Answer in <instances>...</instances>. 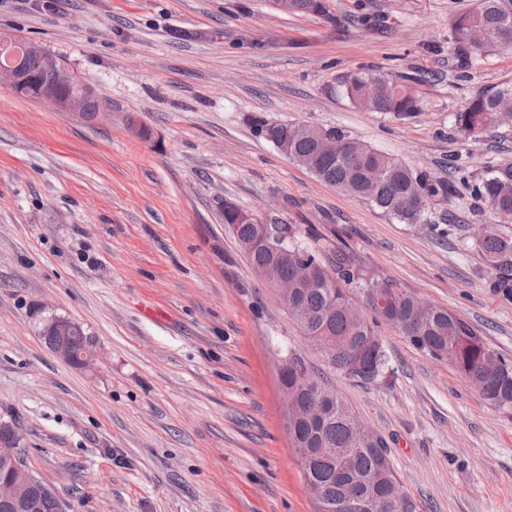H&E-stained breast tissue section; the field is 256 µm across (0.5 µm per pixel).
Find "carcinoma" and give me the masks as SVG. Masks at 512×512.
I'll return each mask as SVG.
<instances>
[{
  "label": "carcinoma",
  "instance_id": "obj_1",
  "mask_svg": "<svg viewBox=\"0 0 512 512\" xmlns=\"http://www.w3.org/2000/svg\"><path fill=\"white\" fill-rule=\"evenodd\" d=\"M324 10L323 0H288L291 14ZM488 25L503 30L504 39L496 47L511 49L512 0H479L475 10L460 14L453 22L458 50L471 58L481 57L489 45L470 41L468 36L475 28ZM21 67L31 78L18 95L39 98L45 85L40 59L25 56ZM338 89L355 104L364 96L374 98L379 112L408 115L419 110L410 88L372 69L342 76ZM502 93L512 94V86L475 95L456 115L461 131L477 136L512 121L511 114L494 108ZM251 125L257 137L276 147L288 138V157L312 159L316 162L313 175L340 191L349 193L370 175H377L371 195L362 200L403 224L425 223L432 199L454 191L452 182L435 180L360 140L346 152L325 158L319 155L317 137L296 130L293 124L254 116ZM473 192L498 218V223L485 226V234L474 240L475 247L490 269L512 268V164L489 172L473 186ZM224 224L260 277L275 272L290 278L295 265L303 261L323 269L315 281L300 284L280 305L285 312L294 305L307 310L308 320L298 323V328L308 346L317 339L326 344L321 356L333 373L361 384L381 378L386 373L387 354L377 327L385 323L415 348L455 366L493 409L512 414V363L486 346L460 316L438 306L430 318L421 319L415 310V293L381 277L343 248L327 252L311 244L312 236L293 224L280 225L287 240L282 251L255 243L258 224L232 202L224 205ZM281 357L298 362L296 369L281 370V383L295 393L300 404L318 401L327 409L319 421L303 417L288 423V437L301 456L299 464L317 512H346L345 504L352 498L369 506L381 499L385 512H418L420 505L400 485L385 438L375 443L361 441L358 417L343 399L317 381L300 354L287 349ZM30 512H58L57 500L37 493Z\"/></svg>",
  "mask_w": 512,
  "mask_h": 512
}]
</instances>
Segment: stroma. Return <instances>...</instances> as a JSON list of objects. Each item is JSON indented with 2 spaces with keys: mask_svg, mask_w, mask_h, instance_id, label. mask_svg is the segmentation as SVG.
<instances>
[{
  "mask_svg": "<svg viewBox=\"0 0 512 512\" xmlns=\"http://www.w3.org/2000/svg\"><path fill=\"white\" fill-rule=\"evenodd\" d=\"M324 3L0 0V31L58 54L106 107L87 119L0 87V414L20 416L33 472L72 512H315L280 396L285 347L385 437L421 512H512V415L385 325L383 378L330 373L224 226L232 201L313 230L512 360V301L472 236L495 221L486 202L464 190L399 223L250 123L340 128L436 179L457 156L474 183L512 164V125L473 137L455 115L512 85V49L457 52L452 22L476 0ZM361 68L410 85L418 111L351 103L337 82ZM45 309L92 336L90 367L45 345Z\"/></svg>",
  "mask_w": 512,
  "mask_h": 512,
  "instance_id": "stroma-1",
  "label": "stroma"
}]
</instances>
